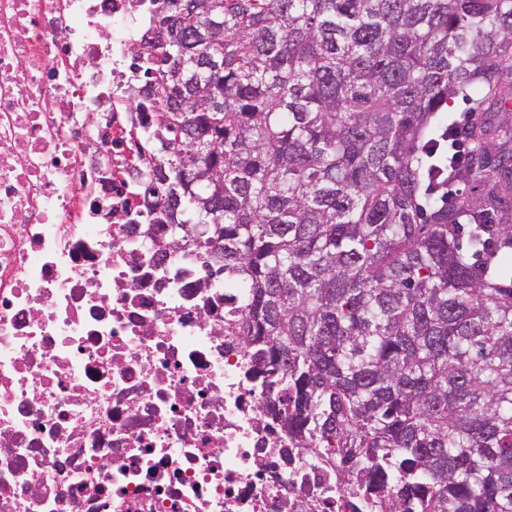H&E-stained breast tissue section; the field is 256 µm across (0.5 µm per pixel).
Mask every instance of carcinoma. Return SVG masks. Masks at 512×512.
<instances>
[{"mask_svg":"<svg viewBox=\"0 0 512 512\" xmlns=\"http://www.w3.org/2000/svg\"><path fill=\"white\" fill-rule=\"evenodd\" d=\"M175 232L248 288L302 448L379 512H512V0H150ZM455 200H420L442 113ZM188 148L163 150L166 140ZM217 224L220 229L207 231Z\"/></svg>","mask_w":512,"mask_h":512,"instance_id":"obj_1","label":"carcinoma"}]
</instances>
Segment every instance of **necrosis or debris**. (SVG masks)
Listing matches in <instances>:
<instances>
[{"instance_id": "4bbe7bcc", "label": "necrosis or debris", "mask_w": 512, "mask_h": 512, "mask_svg": "<svg viewBox=\"0 0 512 512\" xmlns=\"http://www.w3.org/2000/svg\"><path fill=\"white\" fill-rule=\"evenodd\" d=\"M138 0H0V512H373L270 408L241 280L138 205Z\"/></svg>"}]
</instances>
